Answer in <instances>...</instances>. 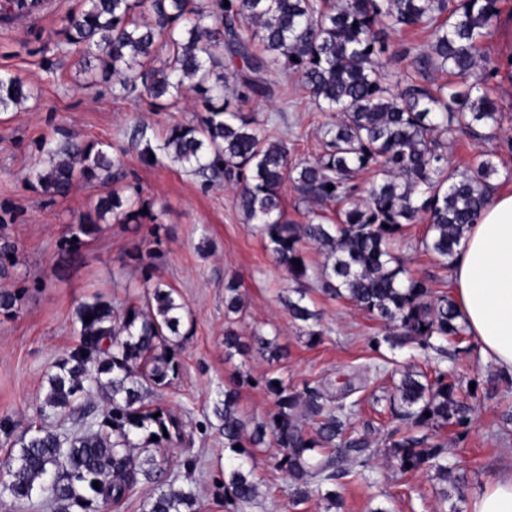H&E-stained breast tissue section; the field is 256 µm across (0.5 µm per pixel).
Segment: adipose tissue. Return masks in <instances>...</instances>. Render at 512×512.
<instances>
[{"mask_svg": "<svg viewBox=\"0 0 512 512\" xmlns=\"http://www.w3.org/2000/svg\"><path fill=\"white\" fill-rule=\"evenodd\" d=\"M455 301L482 353L512 373V193L488 200L453 261ZM466 512H512V470L470 498Z\"/></svg>", "mask_w": 512, "mask_h": 512, "instance_id": "ef3b65f1", "label": "adipose tissue"}]
</instances>
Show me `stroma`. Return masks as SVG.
<instances>
[{
    "mask_svg": "<svg viewBox=\"0 0 512 512\" xmlns=\"http://www.w3.org/2000/svg\"><path fill=\"white\" fill-rule=\"evenodd\" d=\"M82 6V0H52L40 19L0 22V70L19 74L35 89L20 109L0 113V235L14 245L0 289L20 296L14 311L0 310V421H8L17 435L40 423L45 377L78 342V305L95 294L118 309L142 303L145 290L138 259L151 256L156 276L177 290L186 313L180 327L179 372L168 385L153 388L146 402L174 411L193 439L197 508L228 512L222 487L227 465L224 436L214 414L224 389H237L238 410L247 421L272 412L273 401L263 385L270 376L295 386L319 380L338 391L349 376L379 360L368 339L381 334L383 324L331 298L315 280L297 284L255 225L244 223L235 205V188L223 182L202 186L199 178L166 158L154 165L144 164L134 153L125 158L123 182L141 188L157 222H112L76 252H65L71 225L90 210L101 188L79 180L65 199L46 195L33 174L41 141L73 139L117 149L127 145L135 125L160 135L173 122L191 121L202 110L190 94L177 109L159 112L148 99L119 96L103 85L86 86L78 48L61 46L57 37L63 19ZM481 88L500 116L496 137L457 138L448 144V161L462 166L479 152H495L496 184L506 190L512 188V154L501 152L499 144L501 137L512 134V89L497 77ZM244 109L271 118L269 133L287 140L292 162L311 161L320 154V128L330 115L319 110L298 77L280 81L273 97L252 100ZM423 234V224L408 225L393 250L412 277L429 281L434 290L452 292V273L424 252ZM232 279L240 284L244 308L229 315L224 286ZM299 285L324 332L314 346L281 303L282 296ZM228 327L245 339L254 328H263L282 348V358L270 362L253 350L227 354ZM447 350L449 365L456 367L462 384L472 388L468 401L473 423L465 440H455L450 429L441 433L464 477L461 491L468 499L498 472L512 468V424L500 420L505 403H512V385L494 378V368L473 336L448 344ZM389 388L388 379L367 380L356 428L394 426ZM283 454L272 443L256 450L259 496L247 512H327V501L315 497L296 508L290 505L289 479L274 467ZM376 469L375 484L348 480L340 486L339 512H370L377 506L390 512H442L425 472L402 474L383 463Z\"/></svg>",
    "mask_w": 512,
    "mask_h": 512,
    "instance_id": "obj_1",
    "label": "stroma"
}]
</instances>
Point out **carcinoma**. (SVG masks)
I'll return each mask as SVG.
<instances>
[{"label": "carcinoma", "mask_w": 512, "mask_h": 512, "mask_svg": "<svg viewBox=\"0 0 512 512\" xmlns=\"http://www.w3.org/2000/svg\"><path fill=\"white\" fill-rule=\"evenodd\" d=\"M83 4L57 34L64 44L81 48L89 84L110 83L119 94L145 96L159 109L177 106L188 91L203 100L204 113L174 122L155 144L147 127L133 129L130 145L143 163H157L161 155L206 183L234 185L245 222L258 226L295 280L310 275L305 245L323 251L326 262L317 272L323 290L383 322L385 334L371 338L374 351L384 344H414L425 355L440 354L443 344L461 342L465 326L455 300L446 294L431 298L427 281L407 276L391 246L406 225L425 220L424 249L452 266L464 230L477 222L495 191L493 155L479 154L461 170L448 164L446 148L459 136L482 140L483 129L499 126L492 101L470 81L478 62L487 61L480 42L497 14V0ZM417 27L431 30L432 41L424 50L401 45L394 56L404 67L390 69L381 60L385 37ZM226 56L232 59L237 107L224 97ZM433 71L454 81H421ZM273 74L298 75L319 108L331 113L323 152L312 162L290 164L288 140L270 141L264 122L242 109L272 94ZM29 95L19 75L0 71V112L22 105ZM38 151L45 161L35 176L47 194L65 198L77 180L104 187L92 211L72 226L75 240L66 246L95 237L103 223H137L143 217L138 188L129 195L112 188L123 177L125 150L111 155L98 142L44 140ZM362 172L382 179L360 182ZM288 183L303 201L320 207L304 224L290 221L283 207ZM332 206L333 218L324 214ZM142 278L141 306L120 312L95 296L78 307L80 344L48 374L44 422L14 441L1 495L22 503L37 497L49 512H108L147 484L141 512H198L189 484L196 458L185 455L187 483L177 486L167 453L183 441L182 425L167 410L145 404L151 388L177 373L178 361L167 355L174 354L185 304L154 276L152 266L143 267ZM304 298L288 296L283 303L311 340L323 331ZM224 305L229 313L243 309L233 281L225 285ZM251 344L269 361L281 358L279 346L260 329L253 330ZM264 386L274 410L251 430L239 415L235 391H224L214 407L230 459L223 488L231 512L258 497L254 449L266 445L268 436L286 449L275 465L288 474L295 507L313 496L338 505L336 487L343 478L374 483L380 454L403 473L432 472L444 503L459 491L456 464L436 431L454 427L464 437L473 407L442 359L429 375L410 368L400 372L389 404L405 427L395 426L379 439L353 426L361 398L352 383L336 396L321 382L298 388L269 377ZM68 421L72 427L61 430Z\"/></svg>", "instance_id": "1"}]
</instances>
